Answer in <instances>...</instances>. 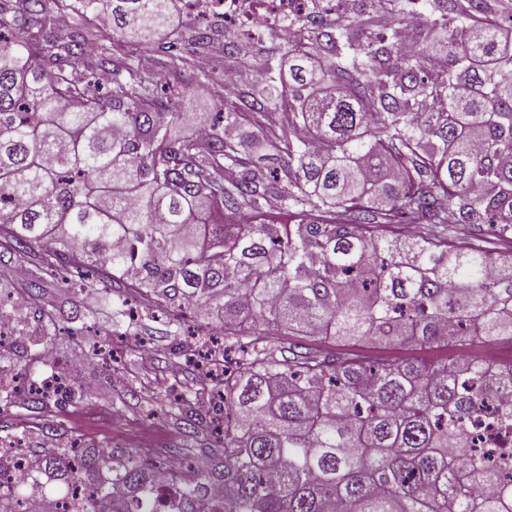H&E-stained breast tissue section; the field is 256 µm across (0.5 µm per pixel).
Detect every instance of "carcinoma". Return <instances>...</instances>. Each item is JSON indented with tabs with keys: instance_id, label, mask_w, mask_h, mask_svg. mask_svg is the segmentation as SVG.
<instances>
[{
	"instance_id": "carcinoma-1",
	"label": "carcinoma",
	"mask_w": 512,
	"mask_h": 512,
	"mask_svg": "<svg viewBox=\"0 0 512 512\" xmlns=\"http://www.w3.org/2000/svg\"><path fill=\"white\" fill-rule=\"evenodd\" d=\"M348 17L270 30L265 77L224 97L209 136L182 130L173 101L189 57L224 36V56L252 70L244 43L191 26L159 46L164 71L143 72L125 39L166 26L171 0H107L112 35L49 24L48 0H0V246L68 289L75 276L125 288L166 312L194 308L223 331L238 371L203 379L216 447L197 479L137 451L53 436L40 464L16 470L0 512H512V458L460 460L468 421L489 395L512 393L503 365L363 363L284 350L269 339L371 337L417 345L512 340V256L487 255L421 224H487L512 238V26L504 0H347ZM415 43L404 44L407 27ZM276 151L269 172L251 165ZM288 224H224V208ZM371 224H410L388 237ZM43 278L27 308L0 297L23 351L0 344V403L50 395L17 380L43 361L56 315ZM82 486L86 494H74Z\"/></svg>"
}]
</instances>
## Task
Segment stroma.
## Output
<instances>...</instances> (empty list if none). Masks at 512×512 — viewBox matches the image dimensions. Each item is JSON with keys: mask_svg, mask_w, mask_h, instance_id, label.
<instances>
[{"mask_svg": "<svg viewBox=\"0 0 512 512\" xmlns=\"http://www.w3.org/2000/svg\"><path fill=\"white\" fill-rule=\"evenodd\" d=\"M53 305L63 323L68 322L74 309H95V329L111 334L115 360L109 363L91 355L87 336L64 333L55 337L53 345L59 360L81 357L82 374L95 386L91 400L59 403L37 412L20 403L0 405V436L25 434L30 448L41 447L45 435L55 431L62 432L67 441L83 446L107 443L135 450L147 442L160 457L170 448L182 449L193 457L199 449L212 445L205 405H197L200 422L194 427L166 411L169 389L175 387L189 393L200 386L198 371L182 355L186 338L171 333L167 312L146 308L130 322L111 315L109 299L79 288L60 295ZM352 352L362 360L433 362L470 354L490 362H508L512 360V341L475 345L451 342L421 347L369 339L353 347Z\"/></svg>", "mask_w": 512, "mask_h": 512, "instance_id": "stroma-1", "label": "stroma"}]
</instances>
